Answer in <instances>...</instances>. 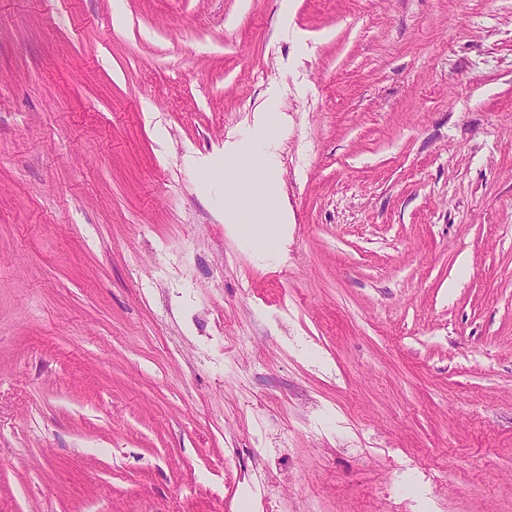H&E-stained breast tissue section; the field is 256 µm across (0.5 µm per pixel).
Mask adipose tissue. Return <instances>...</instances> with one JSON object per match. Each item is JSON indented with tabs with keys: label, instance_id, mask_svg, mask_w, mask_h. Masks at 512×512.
<instances>
[{
	"label": "adipose tissue",
	"instance_id": "adipose-tissue-1",
	"mask_svg": "<svg viewBox=\"0 0 512 512\" xmlns=\"http://www.w3.org/2000/svg\"><path fill=\"white\" fill-rule=\"evenodd\" d=\"M254 170H264L267 165L265 156H253L250 163H243L240 157H232L225 174L226 193L228 196L227 218L236 224L241 234L250 237L257 247H266L270 241L263 223L268 210L264 206H256L251 202V193L243 189L239 173L243 166Z\"/></svg>",
	"mask_w": 512,
	"mask_h": 512
}]
</instances>
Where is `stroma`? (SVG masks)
<instances>
[{"mask_svg":"<svg viewBox=\"0 0 512 512\" xmlns=\"http://www.w3.org/2000/svg\"><path fill=\"white\" fill-rule=\"evenodd\" d=\"M280 2L0 0V512H512V0ZM242 168V159L238 156L232 157L227 165L225 174L229 203L227 218L230 224H239L235 225V229L250 237L258 248H265L270 241V236L266 233L267 229L259 224H265L268 210L259 204L254 209L249 188H242L239 177Z\"/></svg>","mask_w":512,"mask_h":512,"instance_id":"1","label":"stroma"}]
</instances>
